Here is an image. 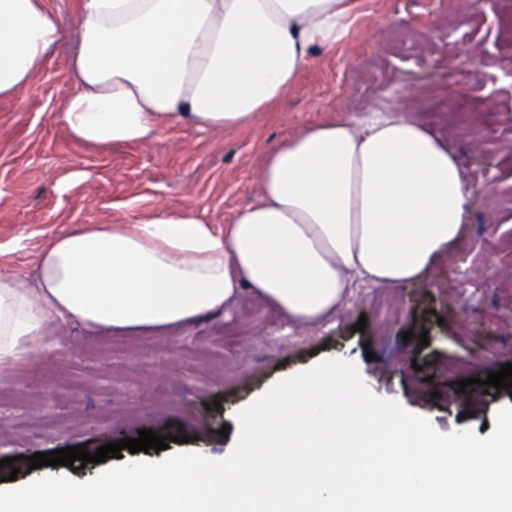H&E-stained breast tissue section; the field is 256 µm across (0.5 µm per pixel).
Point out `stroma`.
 I'll return each mask as SVG.
<instances>
[{
    "label": "stroma",
    "instance_id": "obj_1",
    "mask_svg": "<svg viewBox=\"0 0 512 512\" xmlns=\"http://www.w3.org/2000/svg\"><path fill=\"white\" fill-rule=\"evenodd\" d=\"M361 3L335 51L313 50L282 110L247 129L173 122L140 145L75 142L58 119L74 89L68 36L35 92L0 99V274L35 277L37 257L55 236L131 224L160 208L194 209L223 231L258 201L267 147L329 119L369 122L400 102L456 153L475 187L494 185L474 199L464 235L423 281H355L345 307L316 325L288 323L247 293L165 333L49 324L46 341L57 353L0 377V477L15 467L26 480L29 456L79 445L93 453L143 429L170 437L171 456L222 451L232 439L220 430L239 411L326 357L355 363L375 377L378 396L445 434L464 424L484 433L512 406V390L474 383L512 363V38L500 27L512 0ZM466 53L478 78L471 89L458 68ZM464 98L473 110L453 120L447 108ZM76 170L85 178L59 193ZM361 320L364 330L355 331ZM8 457L14 467L3 466Z\"/></svg>",
    "mask_w": 512,
    "mask_h": 512
}]
</instances>
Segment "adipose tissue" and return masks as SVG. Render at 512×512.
<instances>
[{
  "mask_svg": "<svg viewBox=\"0 0 512 512\" xmlns=\"http://www.w3.org/2000/svg\"><path fill=\"white\" fill-rule=\"evenodd\" d=\"M360 0H80L59 119L71 137L140 144L171 121L246 127L335 50ZM65 33L48 0H0V98L31 92ZM260 198L216 232L192 211L55 238L28 279L0 274V375L49 354V322L169 330L242 290L289 321L344 308L354 280H423L456 241L470 186L458 157L404 114L332 120L271 146Z\"/></svg>",
  "mask_w": 512,
  "mask_h": 512,
  "instance_id": "obj_1",
  "label": "adipose tissue"
}]
</instances>
